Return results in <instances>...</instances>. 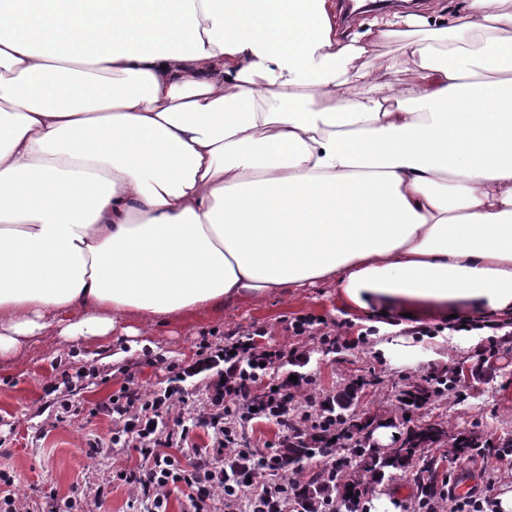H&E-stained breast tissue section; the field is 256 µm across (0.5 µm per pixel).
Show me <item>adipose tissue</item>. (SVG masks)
Here are the masks:
<instances>
[{"mask_svg": "<svg viewBox=\"0 0 512 512\" xmlns=\"http://www.w3.org/2000/svg\"><path fill=\"white\" fill-rule=\"evenodd\" d=\"M323 282L382 358L512 312V0H0V358ZM424 4L426 2V5L420 8H409L405 9L404 7H394L386 10H380V11H374L369 13H363L358 14L356 13L355 17L350 23H347L349 27L341 29L342 33H344V36L348 38H354L356 35L361 34L367 27V24L370 23L374 18L382 15H386L388 13H392L394 11H406V10H412L411 12L407 13H413L416 15L423 16L426 19V22L430 24L432 27L435 26L433 23H435L437 18L436 15L433 14L432 11V2L434 0H423Z\"/></svg>", "mask_w": 512, "mask_h": 512, "instance_id": "1", "label": "adipose tissue"}]
</instances>
